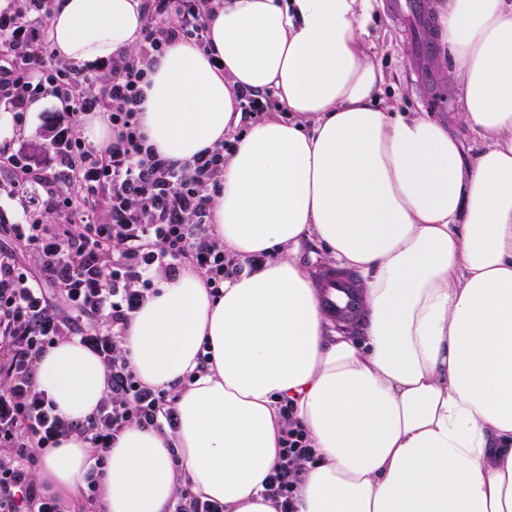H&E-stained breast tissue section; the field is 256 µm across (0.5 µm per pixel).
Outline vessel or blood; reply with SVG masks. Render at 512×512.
Listing matches in <instances>:
<instances>
[{"label":"vessel or blood","instance_id":"b4317fda","mask_svg":"<svg viewBox=\"0 0 512 512\" xmlns=\"http://www.w3.org/2000/svg\"><path fill=\"white\" fill-rule=\"evenodd\" d=\"M389 7L400 18L412 19L417 29L420 56L433 51V18L426 0H390ZM321 306L332 323L348 331L358 329L364 319L365 307L360 294L358 275L336 267L322 269L316 283Z\"/></svg>","mask_w":512,"mask_h":512}]
</instances>
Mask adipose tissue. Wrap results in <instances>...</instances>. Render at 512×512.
Instances as JSON below:
<instances>
[{
    "instance_id": "adipose-tissue-1",
    "label": "adipose tissue",
    "mask_w": 512,
    "mask_h": 512,
    "mask_svg": "<svg viewBox=\"0 0 512 512\" xmlns=\"http://www.w3.org/2000/svg\"><path fill=\"white\" fill-rule=\"evenodd\" d=\"M140 5L55 0L48 36L66 62L110 58L138 45ZM375 9L216 0L206 46L180 40L157 56L140 123L180 165L224 141L234 88L275 95L279 113L225 160L211 214L232 255L280 257L217 298L185 268L130 319L129 365L147 386L178 389V426L120 433L94 512H173L185 485L224 512H275L263 493L285 396L314 448L296 512H512V0L435 6L456 121L482 143L469 161L430 114L381 100ZM307 240L359 270L365 345L327 335L296 258ZM36 383L75 422L108 389L75 340L40 355ZM91 465L75 433L36 480L72 512Z\"/></svg>"
}]
</instances>
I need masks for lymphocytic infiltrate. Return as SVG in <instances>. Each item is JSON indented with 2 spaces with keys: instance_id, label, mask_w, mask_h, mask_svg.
<instances>
[{
  "instance_id": "1",
  "label": "lymphocytic infiltrate",
  "mask_w": 512,
  "mask_h": 512,
  "mask_svg": "<svg viewBox=\"0 0 512 512\" xmlns=\"http://www.w3.org/2000/svg\"><path fill=\"white\" fill-rule=\"evenodd\" d=\"M54 2L0 0V106L11 108L20 127L34 99L53 98L60 108L51 118L46 163L19 147L6 157L23 218L12 223L0 214V234L29 247L39 270L0 252V512H62L34 475L44 451L72 433L90 440L99 470L126 427L175 428L177 392L144 385L128 365L122 337L131 316L158 281L175 279L184 265L204 271L215 296L225 280L263 262L234 258L212 229L211 206L224 188L233 142L178 167L155 153L140 126L151 63L175 41L206 45L212 0H142L146 24L137 50L81 65L59 59L47 36ZM90 112L106 115L116 134L106 150L80 134ZM96 201L106 218L89 210ZM48 213L65 229L45 224ZM73 339L100 358L108 376L106 396L77 424L35 382L39 354ZM278 407L280 462L265 495L277 512H294L313 448L291 399Z\"/></svg>"
}]
</instances>
